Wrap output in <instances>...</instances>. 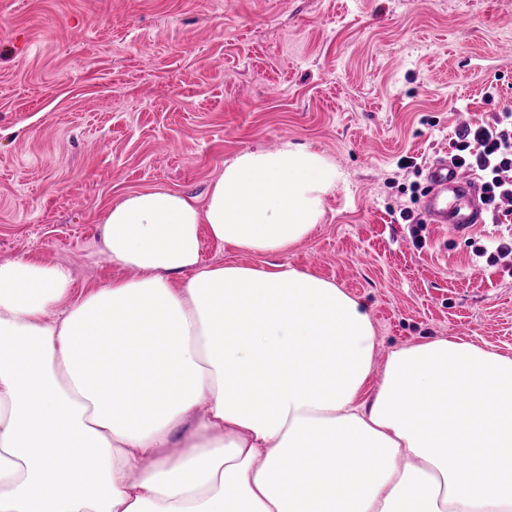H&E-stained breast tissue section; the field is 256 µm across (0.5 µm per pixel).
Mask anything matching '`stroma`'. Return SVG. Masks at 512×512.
<instances>
[{
	"label": "stroma",
	"mask_w": 512,
	"mask_h": 512,
	"mask_svg": "<svg viewBox=\"0 0 512 512\" xmlns=\"http://www.w3.org/2000/svg\"><path fill=\"white\" fill-rule=\"evenodd\" d=\"M512 0H0V262L70 269L80 293L130 270L101 251L125 195L204 198L241 151L305 145L345 180L288 252L203 237L205 264H289L334 281L390 353L456 337L512 355V271L400 208L423 185L402 157L448 150L457 125L512 107Z\"/></svg>",
	"instance_id": "stroma-1"
}]
</instances>
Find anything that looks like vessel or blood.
I'll use <instances>...</instances> for the list:
<instances>
[{
  "mask_svg": "<svg viewBox=\"0 0 512 512\" xmlns=\"http://www.w3.org/2000/svg\"><path fill=\"white\" fill-rule=\"evenodd\" d=\"M426 192L419 200V210L426 223L447 225L463 236L486 221L485 208L478 197L481 193L475 175L440 156L425 167Z\"/></svg>",
  "mask_w": 512,
  "mask_h": 512,
  "instance_id": "b4317fda",
  "label": "vessel or blood"
}]
</instances>
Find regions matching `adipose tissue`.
Listing matches in <instances>:
<instances>
[{
  "mask_svg": "<svg viewBox=\"0 0 512 512\" xmlns=\"http://www.w3.org/2000/svg\"><path fill=\"white\" fill-rule=\"evenodd\" d=\"M343 173L285 143L225 161L204 203L133 192L102 222L128 279L0 263V512H512V356L393 350L336 283L199 262L282 253Z\"/></svg>",
  "mask_w": 512,
  "mask_h": 512,
  "instance_id": "obj_1",
  "label": "adipose tissue"
}]
</instances>
